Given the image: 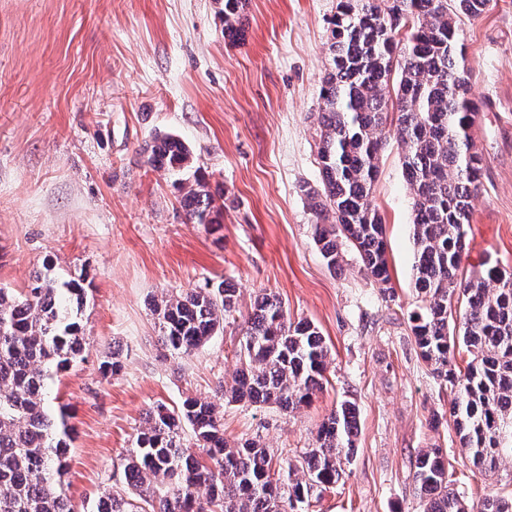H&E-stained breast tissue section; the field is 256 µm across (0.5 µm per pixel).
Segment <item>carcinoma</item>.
<instances>
[{
	"instance_id": "1",
	"label": "carcinoma",
	"mask_w": 512,
	"mask_h": 512,
	"mask_svg": "<svg viewBox=\"0 0 512 512\" xmlns=\"http://www.w3.org/2000/svg\"><path fill=\"white\" fill-rule=\"evenodd\" d=\"M488 2L338 0L332 67L320 90L321 185L304 192L327 265L341 266L348 244L364 270L389 285L385 224L371 197L381 152L395 141L411 194L412 270L421 302L409 316L411 332L421 358L453 394L449 416L461 448L474 467L494 476L512 460V270L491 259L478 275L461 269L484 165L457 43L458 25ZM246 4L224 0V38L232 43L244 39ZM143 153L153 169L175 176L189 222L220 223L221 207L205 179L181 178L193 164L182 139L157 133ZM86 299L80 281L40 272L20 291L0 288V512H73L64 481L70 433L63 409L50 407V387L84 351L76 318ZM237 308L236 289L223 281L162 296L154 312L163 347L173 357L191 355L224 330ZM458 351L470 356L463 369ZM328 357L317 328L291 320L279 297L262 291L244 319L241 367L221 397L294 413L322 387ZM358 419L354 403L336 406L300 465L283 470L284 492L271 480L273 458L259 441L227 447L216 401L188 397L176 412L158 404L146 413L123 467L138 500L118 492L101 500L111 502L112 512H295L314 486L339 480ZM187 428L210 464L183 447ZM295 468L302 476L293 479ZM414 480L424 512H512V496L492 492L471 504L450 487L448 461L437 447L421 453Z\"/></svg>"
}]
</instances>
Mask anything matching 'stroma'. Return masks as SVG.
<instances>
[{"mask_svg":"<svg viewBox=\"0 0 512 512\" xmlns=\"http://www.w3.org/2000/svg\"><path fill=\"white\" fill-rule=\"evenodd\" d=\"M338 0H248L237 44L223 0H0V287L26 288L51 267L84 279L81 361L52 385L73 428L66 491L75 512L126 492L123 458L146 411L213 397L240 366L241 326L185 359L167 356L152 298L205 282L237 288L248 311L263 290L330 349L323 388L296 413L223 402L224 439L260 440L296 461L343 400L359 409L338 482L301 512H423L414 481L423 449L442 448L471 502L512 482L473 473L448 417L451 394L421 359L409 323L411 195L396 144L380 157L372 200L386 225L392 291L346 249L330 268L313 240L304 187L321 183L318 112L332 63ZM473 137L485 162L466 227L467 273L512 267V0L461 22ZM169 133L192 149L223 222L185 219L173 179L141 148ZM119 357V374L101 364Z\"/></svg>","mask_w":512,"mask_h":512,"instance_id":"35a3bbf8","label":"stroma"}]
</instances>
